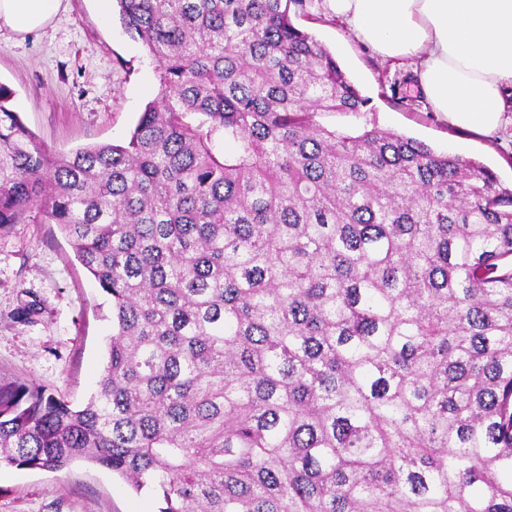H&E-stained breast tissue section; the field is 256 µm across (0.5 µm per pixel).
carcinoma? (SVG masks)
Here are the masks:
<instances>
[{"label":"carcinoma","mask_w":512,"mask_h":512,"mask_svg":"<svg viewBox=\"0 0 512 512\" xmlns=\"http://www.w3.org/2000/svg\"><path fill=\"white\" fill-rule=\"evenodd\" d=\"M303 0H117L159 93L56 156L0 88V232L56 224L112 298L80 408L0 386V465L158 512H512V190L366 125Z\"/></svg>","instance_id":"obj_1"}]
</instances>
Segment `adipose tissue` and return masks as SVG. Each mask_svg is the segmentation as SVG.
Here are the masks:
<instances>
[{"instance_id":"obj_1","label":"adipose tissue","mask_w":512,"mask_h":512,"mask_svg":"<svg viewBox=\"0 0 512 512\" xmlns=\"http://www.w3.org/2000/svg\"><path fill=\"white\" fill-rule=\"evenodd\" d=\"M63 0H0V29L24 37ZM356 41L409 61L431 109L450 125L512 137V0H322Z\"/></svg>"}]
</instances>
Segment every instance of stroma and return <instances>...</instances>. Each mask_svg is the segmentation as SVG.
I'll use <instances>...</instances> for the list:
<instances>
[{
    "label": "stroma",
    "instance_id": "stroma-1",
    "mask_svg": "<svg viewBox=\"0 0 512 512\" xmlns=\"http://www.w3.org/2000/svg\"><path fill=\"white\" fill-rule=\"evenodd\" d=\"M321 0L293 7L294 24L325 46L369 103L361 118L483 163L512 189V147L499 136L448 125L422 99L410 69L356 42ZM0 87L45 149L65 155L124 142L158 94L155 64L119 19L102 21L97 0H65L45 28L20 38L0 30ZM112 300L78 261L58 225L23 219L0 233V384L45 389L83 406L107 362ZM110 470L78 461L60 471L0 467V512H157Z\"/></svg>",
    "mask_w": 512,
    "mask_h": 512
}]
</instances>
